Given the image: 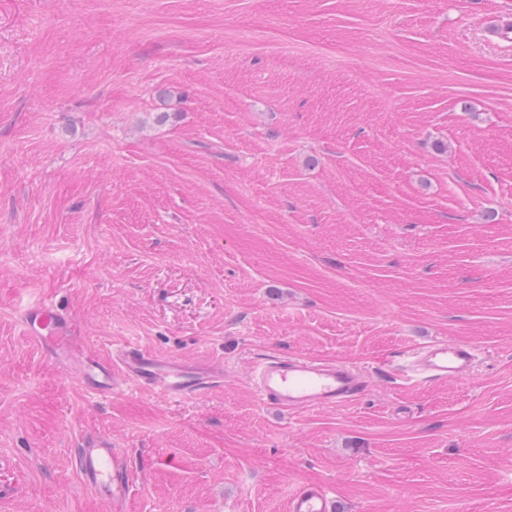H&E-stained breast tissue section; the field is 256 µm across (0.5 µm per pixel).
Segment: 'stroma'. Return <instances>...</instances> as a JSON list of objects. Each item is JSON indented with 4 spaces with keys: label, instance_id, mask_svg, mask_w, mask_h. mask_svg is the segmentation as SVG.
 <instances>
[{
    "label": "stroma",
    "instance_id": "obj_1",
    "mask_svg": "<svg viewBox=\"0 0 512 512\" xmlns=\"http://www.w3.org/2000/svg\"><path fill=\"white\" fill-rule=\"evenodd\" d=\"M512 0H0V512H512ZM167 121H158V113ZM75 329L65 360L25 306ZM473 346L463 380L410 349ZM135 345L224 381L170 402L83 359ZM281 353L361 369L281 410ZM487 36L493 41L512 42V20L510 14L488 15L485 19ZM22 318L29 338L42 347L58 352L69 339L70 326L54 307L31 304L23 310ZM476 361L474 348L440 341L411 349L403 371L420 381L454 380L470 373ZM254 384L264 404L282 410L337 405L366 388L362 373L350 365L287 355L261 362ZM78 473L84 488L96 495L109 512H120L129 491L131 470L124 449L108 446L75 451ZM335 499L324 485L300 487L289 502L290 512H333Z\"/></svg>",
    "mask_w": 512,
    "mask_h": 512
}]
</instances>
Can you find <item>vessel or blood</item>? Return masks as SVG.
I'll return each mask as SVG.
<instances>
[{"instance_id": "obj_1", "label": "vessel or blood", "mask_w": 512, "mask_h": 512, "mask_svg": "<svg viewBox=\"0 0 512 512\" xmlns=\"http://www.w3.org/2000/svg\"><path fill=\"white\" fill-rule=\"evenodd\" d=\"M485 30L491 40L511 43L512 17L487 16ZM22 318L29 338L43 347L57 351L68 339V322L53 307L29 305ZM476 361L474 348L440 341L411 349L406 356L405 372L420 381L454 380L470 373ZM116 366L136 386L154 390L172 401L198 395L223 377L216 368L176 358L161 359L135 346L121 347L107 363L96 359L83 361L77 376L88 388L108 396L115 389L112 369ZM254 384L264 404L282 410L333 406L353 400L366 388L362 373L349 365L287 355L261 362ZM75 460L84 488L100 498L106 512H121L131 479L124 449L79 448ZM334 508L335 499L323 485L300 487L289 502V512H333Z\"/></svg>"}]
</instances>
